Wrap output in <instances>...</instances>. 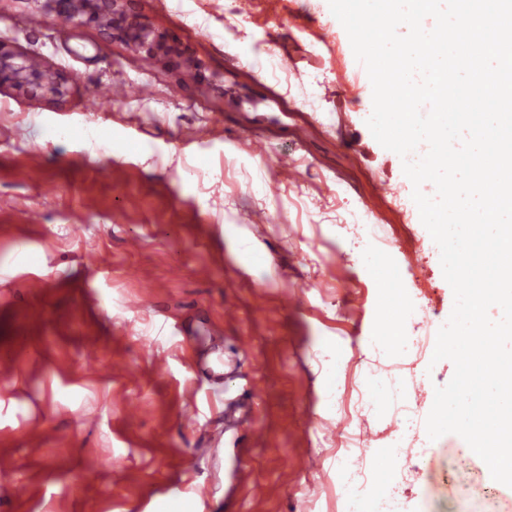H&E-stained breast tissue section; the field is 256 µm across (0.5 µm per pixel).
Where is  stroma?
<instances>
[{
    "mask_svg": "<svg viewBox=\"0 0 512 512\" xmlns=\"http://www.w3.org/2000/svg\"><path fill=\"white\" fill-rule=\"evenodd\" d=\"M125 9L174 36L163 61L0 0V43L68 80L59 103L0 88V512H183L187 484L201 512H342L341 424L374 440L363 469L405 449L404 512L490 487L512 512L458 435L397 425L453 377L428 347L454 295L328 0ZM83 125L115 156L34 143ZM386 263L430 290L378 353Z\"/></svg>",
    "mask_w": 512,
    "mask_h": 512,
    "instance_id": "1",
    "label": "stroma"
}]
</instances>
